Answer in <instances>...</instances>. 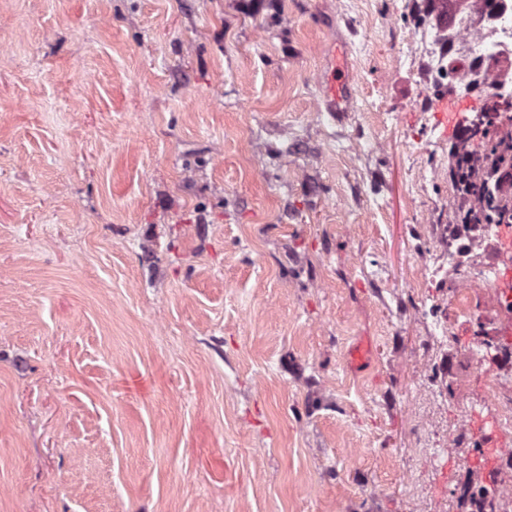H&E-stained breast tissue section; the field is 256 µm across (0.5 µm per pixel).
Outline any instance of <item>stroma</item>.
<instances>
[{
    "instance_id": "1",
    "label": "stroma",
    "mask_w": 512,
    "mask_h": 512,
    "mask_svg": "<svg viewBox=\"0 0 512 512\" xmlns=\"http://www.w3.org/2000/svg\"><path fill=\"white\" fill-rule=\"evenodd\" d=\"M428 2L0 0V512H457L493 471L440 111L489 96ZM336 61V48L323 77L322 103L328 112H347L351 103L352 76L343 62ZM465 478L456 490V499L461 504L462 512H485L483 501L486 502V508L494 511V501H488L484 497V491L488 490L484 485L482 476L467 465L464 466Z\"/></svg>"
}]
</instances>
